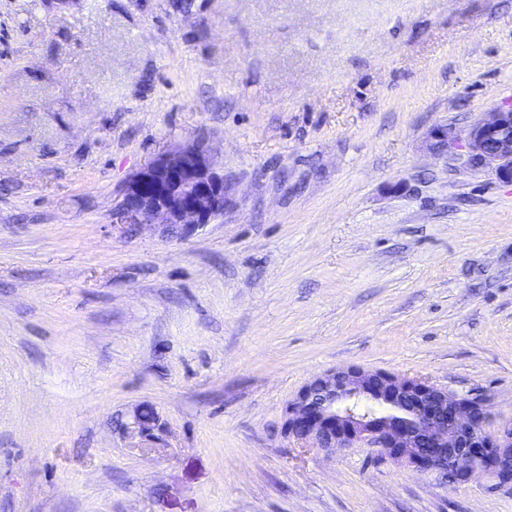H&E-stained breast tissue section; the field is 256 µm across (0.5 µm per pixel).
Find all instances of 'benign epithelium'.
<instances>
[{
  "label": "benign epithelium",
  "instance_id": "1",
  "mask_svg": "<svg viewBox=\"0 0 512 512\" xmlns=\"http://www.w3.org/2000/svg\"><path fill=\"white\" fill-rule=\"evenodd\" d=\"M433 151L512 184V107L474 121L464 140L437 126ZM224 174L198 143L161 155L126 184L119 214L128 224L182 238L224 215ZM483 399L460 396L420 376L358 367L329 369L303 385L282 415V432L300 448L364 447L421 472L445 473L448 487L477 476L512 491V427L487 430Z\"/></svg>",
  "mask_w": 512,
  "mask_h": 512
}]
</instances>
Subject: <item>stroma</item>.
<instances>
[{
    "instance_id": "1",
    "label": "stroma",
    "mask_w": 512,
    "mask_h": 512,
    "mask_svg": "<svg viewBox=\"0 0 512 512\" xmlns=\"http://www.w3.org/2000/svg\"><path fill=\"white\" fill-rule=\"evenodd\" d=\"M504 106L512 0H0V512H512L281 431L350 366L512 426V185L427 142ZM193 141L223 216L121 223Z\"/></svg>"
}]
</instances>
